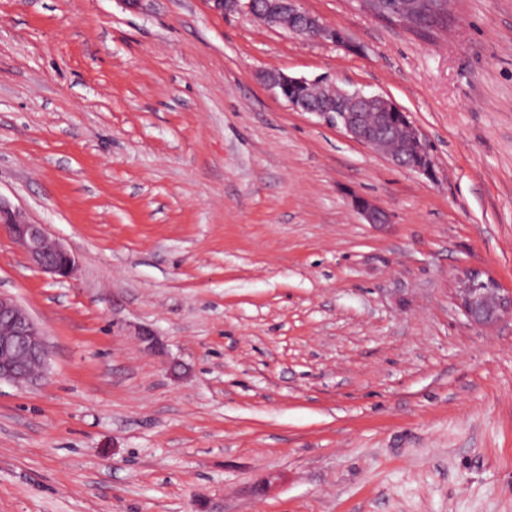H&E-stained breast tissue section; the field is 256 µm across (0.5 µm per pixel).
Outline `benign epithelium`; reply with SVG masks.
<instances>
[{"instance_id":"benign-epithelium-1","label":"benign epithelium","mask_w":512,"mask_h":512,"mask_svg":"<svg viewBox=\"0 0 512 512\" xmlns=\"http://www.w3.org/2000/svg\"><path fill=\"white\" fill-rule=\"evenodd\" d=\"M221 15L244 13L265 25L279 27L313 41L337 42L340 33L301 7V0H207ZM263 83L296 112H308L341 128L352 140L386 157L393 165L431 174L429 146L407 114L392 100L361 90H343L327 78L308 80L280 71H265ZM356 211L368 224H386V212L358 197ZM0 230L6 231L28 260L43 272L66 279L75 270V257L49 239L44 225L27 221L0 197ZM455 302L466 320L489 327L512 317V289L478 272H464L455 289ZM49 360L40 329L13 296L0 292V382L35 383L45 376Z\"/></svg>"}]
</instances>
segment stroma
<instances>
[{"instance_id": "1", "label": "stroma", "mask_w": 512, "mask_h": 512, "mask_svg": "<svg viewBox=\"0 0 512 512\" xmlns=\"http://www.w3.org/2000/svg\"><path fill=\"white\" fill-rule=\"evenodd\" d=\"M301 5L343 42L207 0H0V196L77 261L54 280L0 232L50 353L0 383V512H512V319L454 300L464 268L512 288V0L426 35ZM264 70L390 98L432 174Z\"/></svg>"}]
</instances>
